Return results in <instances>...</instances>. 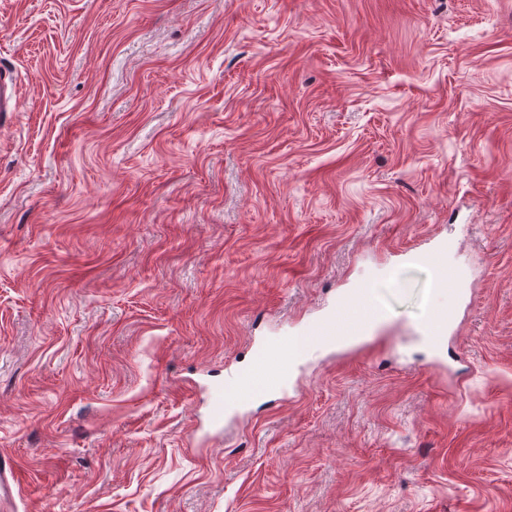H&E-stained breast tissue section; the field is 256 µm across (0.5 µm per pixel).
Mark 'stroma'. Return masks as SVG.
<instances>
[{
	"label": "stroma",
	"instance_id": "obj_1",
	"mask_svg": "<svg viewBox=\"0 0 512 512\" xmlns=\"http://www.w3.org/2000/svg\"><path fill=\"white\" fill-rule=\"evenodd\" d=\"M3 70L17 512H512V0H0ZM360 285L371 339L198 425ZM429 260L435 267L438 287L454 289L459 287V279L455 271L448 266V246L446 244H437L431 252ZM453 320L454 314L452 310H435L423 324L422 335L436 351L443 350L444 340L448 335V326Z\"/></svg>",
	"mask_w": 512,
	"mask_h": 512
}]
</instances>
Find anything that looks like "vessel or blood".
I'll return each instance as SVG.
<instances>
[{"label": "vessel or blood", "instance_id": "1", "mask_svg": "<svg viewBox=\"0 0 512 512\" xmlns=\"http://www.w3.org/2000/svg\"><path fill=\"white\" fill-rule=\"evenodd\" d=\"M436 270V284L458 288L459 279L448 264V247L437 244L429 256ZM381 308L365 288L355 289L351 297L340 298L335 309L310 323L300 335L286 336L259 344L247 365L225 382L208 387L207 423L214 430L224 425V413L230 407H243L251 400L287 394L288 380L295 363L312 348L347 347L365 336L382 318ZM454 320L452 310L433 311L422 326V334L435 350H442L448 327ZM24 480L10 461L0 462V512H15L14 494Z\"/></svg>", "mask_w": 512, "mask_h": 512}]
</instances>
